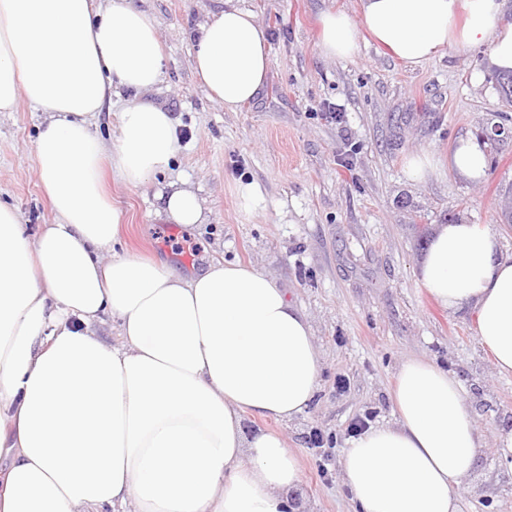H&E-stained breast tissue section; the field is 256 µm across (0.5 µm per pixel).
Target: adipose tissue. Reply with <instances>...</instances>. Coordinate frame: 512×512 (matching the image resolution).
Instances as JSON below:
<instances>
[{"label":"adipose tissue","instance_id":"1","mask_svg":"<svg viewBox=\"0 0 512 512\" xmlns=\"http://www.w3.org/2000/svg\"><path fill=\"white\" fill-rule=\"evenodd\" d=\"M500 10V0H361L357 17L322 14L318 50L353 58L365 31L419 66L487 44L508 71L512 22ZM163 61L136 0H0V112L24 102L47 114L34 161L54 216L32 237L0 203V512H293L298 458L281 434L245 436L242 420H289L313 400L322 364L306 315L251 266L216 261L184 275L113 251L122 224L105 171L136 187L177 151L173 117L139 98ZM269 68L264 29L225 0L200 28L196 79L235 112ZM121 88L136 97L107 151L91 120ZM486 148L462 138L447 159L411 156L406 175L421 182L445 167L480 181ZM156 198L167 222L207 221L183 180ZM418 278L443 308L472 307L480 346L512 376V255L494 225L438 227ZM107 315L119 345L94 329ZM391 398L393 423L343 453L356 512H459L458 481L481 448L462 384L410 357Z\"/></svg>","mask_w":512,"mask_h":512}]
</instances>
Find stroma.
<instances>
[{"label": "stroma", "mask_w": 512, "mask_h": 512, "mask_svg": "<svg viewBox=\"0 0 512 512\" xmlns=\"http://www.w3.org/2000/svg\"><path fill=\"white\" fill-rule=\"evenodd\" d=\"M272 36L264 88L225 111L196 81L192 54L199 26L222 0H138L157 24L166 64L142 100L171 112L177 157L171 173L198 195L206 224H169L155 214L157 176L130 188L108 179L126 231L119 254H147L189 273L237 260L264 270L312 324L322 357L320 387L289 421L245 417L246 431L282 434L302 464L296 497L306 512H354L340 469L348 428L365 412L393 419L399 364L425 355L461 381L482 448L458 487L461 512H512V467L498 438L512 429V377L500 376L482 349L471 310L450 312L418 283V266L438 225L493 224L512 255V224L501 216L512 189V103L494 80L489 46L452 47L418 66L386 55L371 40L358 55L323 57L319 18L359 13L360 0H236ZM342 106V122L324 117ZM44 113L19 104L0 112V201L37 234L53 216L39 188L33 154ZM488 139L486 178L471 183L445 171L408 180L407 159L447 154L464 136ZM240 183L260 187L243 212ZM321 430L324 447L309 437ZM329 475L320 477L319 464Z\"/></svg>", "instance_id": "1"}]
</instances>
